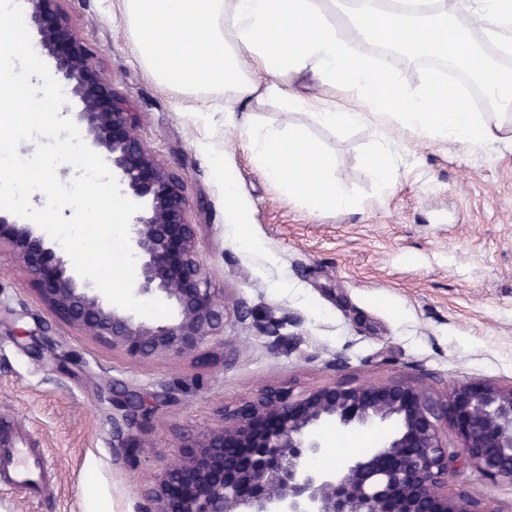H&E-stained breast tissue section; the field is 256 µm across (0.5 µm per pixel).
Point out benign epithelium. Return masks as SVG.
I'll list each match as a JSON object with an SVG mask.
<instances>
[{"label":"benign epithelium","mask_w":512,"mask_h":512,"mask_svg":"<svg viewBox=\"0 0 512 512\" xmlns=\"http://www.w3.org/2000/svg\"><path fill=\"white\" fill-rule=\"evenodd\" d=\"M62 2L27 0L28 26L77 101L85 144L111 167L121 193L142 206L132 216L130 240L137 292L163 297L175 316L147 324L105 305L80 287L44 237L2 214L0 249L15 255L56 316L130 359L183 357L222 345L224 293L211 287L199 259L184 179L135 134L132 113ZM100 393L112 395L113 438L126 450L125 431L148 421L147 397L113 383L100 385ZM391 419L397 429L382 446L333 469L310 464L322 453L321 427L361 429ZM447 425L459 441L456 451L444 441ZM459 463L494 482H512V385L459 382L443 398L412 376L339 377L300 393L268 385L224 411L218 426L182 440L148 491L150 512H493L448 487Z\"/></svg>","instance_id":"obj_1"}]
</instances>
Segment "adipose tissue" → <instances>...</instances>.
<instances>
[{
	"instance_id": "adipose-tissue-1",
	"label": "adipose tissue",
	"mask_w": 512,
	"mask_h": 512,
	"mask_svg": "<svg viewBox=\"0 0 512 512\" xmlns=\"http://www.w3.org/2000/svg\"><path fill=\"white\" fill-rule=\"evenodd\" d=\"M117 0L132 49L147 75L175 96L220 95L224 122L239 128L268 179L314 210H343L351 198L331 174L329 150L300 131L258 124L247 107L273 100L327 128L397 118L434 138L473 147L501 141L512 118V73L474 47L459 19H486L489 37L512 48V0ZM278 39H271V32ZM377 34L396 53L444 58L479 83L492 115L465 100L406 91L395 65H373ZM357 98L353 109L304 94L296 81Z\"/></svg>"
}]
</instances>
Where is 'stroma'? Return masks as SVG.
Masks as SVG:
<instances>
[{
  "instance_id": "1",
  "label": "stroma",
  "mask_w": 512,
  "mask_h": 512,
  "mask_svg": "<svg viewBox=\"0 0 512 512\" xmlns=\"http://www.w3.org/2000/svg\"><path fill=\"white\" fill-rule=\"evenodd\" d=\"M82 38L136 118L140 138L182 175L192 199L199 256L228 302L224 342L178 360L134 361L58 319L25 270L0 253V440L42 449L54 465L32 495L0 487V512H146V491L181 438L215 427L224 409L264 385L314 389L343 356L360 381L421 375L437 392L469 379L512 384V140L474 148L392 121L329 130L274 101L258 123L301 129L333 154L332 175L352 205L318 211L288 201L224 123L219 96L176 97L153 82L130 47L115 0H69ZM394 156L393 185L380 193L372 156ZM232 180L236 201L225 196ZM40 329L52 351L28 353L21 331ZM153 397L146 432L129 451L112 437V406L90 376ZM176 393V403L160 399ZM376 430L319 432L337 464L382 444ZM454 487L512 512V483L461 466Z\"/></svg>"
}]
</instances>
